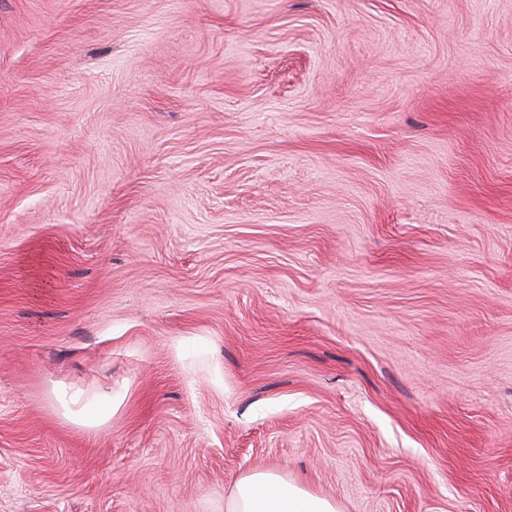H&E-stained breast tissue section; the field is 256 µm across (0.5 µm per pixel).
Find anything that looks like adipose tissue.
I'll return each instance as SVG.
<instances>
[{
	"instance_id": "1",
	"label": "adipose tissue",
	"mask_w": 512,
	"mask_h": 512,
	"mask_svg": "<svg viewBox=\"0 0 512 512\" xmlns=\"http://www.w3.org/2000/svg\"><path fill=\"white\" fill-rule=\"evenodd\" d=\"M224 512H336V507L275 473L260 471L235 484L224 499Z\"/></svg>"
}]
</instances>
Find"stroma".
Listing matches in <instances>:
<instances>
[{"label": "stroma", "mask_w": 512, "mask_h": 512, "mask_svg": "<svg viewBox=\"0 0 512 512\" xmlns=\"http://www.w3.org/2000/svg\"><path fill=\"white\" fill-rule=\"evenodd\" d=\"M260 470L512 512V0H0V512ZM74 403L81 404V407L76 414H68V416L83 425H99L112 414L111 392L100 393L95 401L89 403H82L80 397L76 396Z\"/></svg>", "instance_id": "stroma-1"}]
</instances>
